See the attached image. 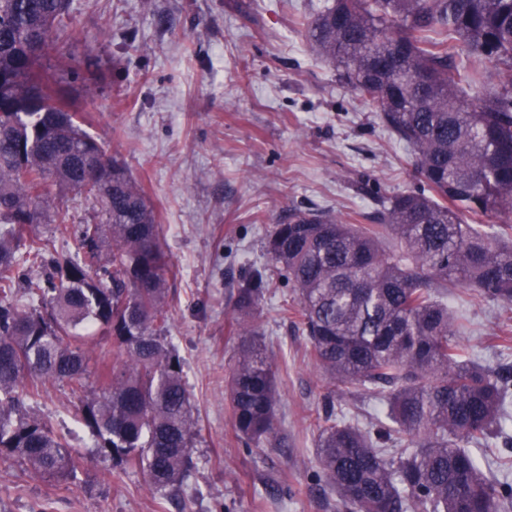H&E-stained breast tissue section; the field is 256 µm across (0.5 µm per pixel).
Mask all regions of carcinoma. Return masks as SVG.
I'll use <instances>...</instances> for the list:
<instances>
[{
	"label": "carcinoma",
	"instance_id": "obj_1",
	"mask_svg": "<svg viewBox=\"0 0 512 512\" xmlns=\"http://www.w3.org/2000/svg\"><path fill=\"white\" fill-rule=\"evenodd\" d=\"M71 23L70 0H0V458L75 476L81 452L30 411L58 380L97 454L164 496L187 481L197 436L165 336L170 267L141 187L61 94L67 54L44 63ZM307 34L407 144L428 187L377 199L367 224L295 212L265 243L297 297L282 312L316 365L385 405L368 426L326 406L316 452L326 485L350 512H508L512 486L489 479L474 452H491L512 415V364L493 371L469 356L442 295L512 306V225L468 223L512 216V0H331ZM463 54L491 63L497 85L477 90ZM64 188L100 201L104 220L80 225L74 254L49 256L32 227ZM387 236L400 251L383 247ZM36 264L44 274L27 275ZM270 282V269L250 268L233 304L230 414L248 448L277 435L274 356L252 326ZM94 328L113 344L92 359Z\"/></svg>",
	"mask_w": 512,
	"mask_h": 512
}]
</instances>
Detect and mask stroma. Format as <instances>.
<instances>
[{"instance_id":"1","label":"stroma","mask_w":512,"mask_h":512,"mask_svg":"<svg viewBox=\"0 0 512 512\" xmlns=\"http://www.w3.org/2000/svg\"><path fill=\"white\" fill-rule=\"evenodd\" d=\"M326 3L71 0L65 90L163 228L167 334L195 409V467L184 492H154L140 471L96 455L70 386L49 382L31 409L70 436L84 467L64 482L0 460V512H345L316 462L324 405L370 411L375 401L321 372L308 338L280 311L294 296L279 280L253 318L277 356V444H242L228 391L240 342L232 330L236 289L248 268L269 264L274 225L308 209L359 224L375 198L424 187L407 145L310 48L306 24ZM91 72L97 80L89 86ZM102 218L97 201L65 189L37 231L53 254L65 255L75 250L78 225ZM448 304L468 352L497 368L512 310L456 288Z\"/></svg>"}]
</instances>
